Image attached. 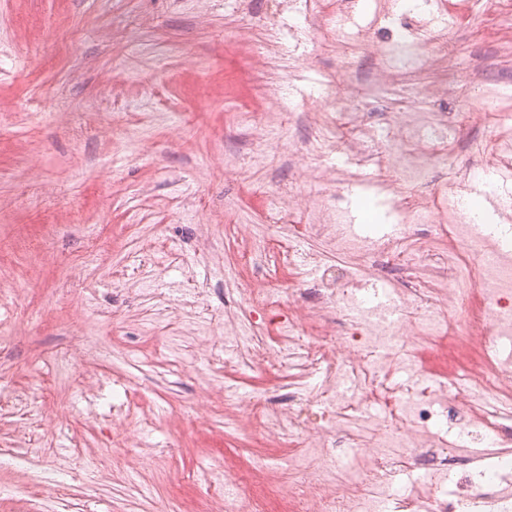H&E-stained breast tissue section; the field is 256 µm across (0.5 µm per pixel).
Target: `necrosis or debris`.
Segmentation results:
<instances>
[{"label":"necrosis or debris","mask_w":512,"mask_h":512,"mask_svg":"<svg viewBox=\"0 0 512 512\" xmlns=\"http://www.w3.org/2000/svg\"><path fill=\"white\" fill-rule=\"evenodd\" d=\"M423 66L396 46L371 75L347 67L360 102L336 106L327 82L307 114L309 139L290 153L305 162L330 151L378 182L400 177L393 233L353 236L337 207L292 192L265 196L263 221L277 236L224 227L234 246L225 265L265 271L242 322L224 328L229 364L290 375L225 404V423L242 434L259 429L288 468L273 470L263 453L225 465L208 512H512V262L448 202L459 150L474 168H512V114L485 95L481 134L460 145L449 114L429 107L456 88L420 84ZM307 238L323 251L303 249ZM307 267L315 282L282 301L274 281ZM331 319L341 335L331 334ZM311 376L308 397L301 381ZM314 401L326 408L315 422ZM452 430L491 446V464L473 468L449 448ZM400 473L411 480L396 490ZM445 480L455 481L454 497L438 493Z\"/></svg>","instance_id":"necrosis-or-debris-1"}]
</instances>
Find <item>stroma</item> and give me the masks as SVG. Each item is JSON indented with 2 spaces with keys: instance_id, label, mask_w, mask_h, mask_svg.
<instances>
[{
  "instance_id": "stroma-1",
  "label": "stroma",
  "mask_w": 512,
  "mask_h": 512,
  "mask_svg": "<svg viewBox=\"0 0 512 512\" xmlns=\"http://www.w3.org/2000/svg\"><path fill=\"white\" fill-rule=\"evenodd\" d=\"M473 0L451 22L447 54L428 78L461 82L474 62L512 95V13ZM276 23L272 106L306 138L303 99L324 78L349 103L345 62L319 21L252 0H0V384L28 405L0 408V512H201L225 457L240 441L224 407L206 395L252 390L253 375L227 373L224 356V223L257 224L254 189L303 192L343 208L376 210L368 172L321 187L318 154L293 167L287 144L265 168L233 106L263 109L260 80L234 33L248 23L264 41ZM175 250L155 262L148 244ZM208 291L184 308V290ZM69 347L86 361L60 369ZM134 396L147 417L127 419L134 448L112 445L120 405ZM31 422V444L14 431Z\"/></svg>"
}]
</instances>
